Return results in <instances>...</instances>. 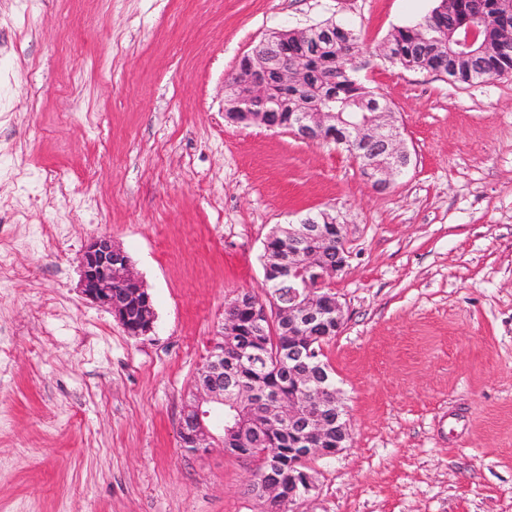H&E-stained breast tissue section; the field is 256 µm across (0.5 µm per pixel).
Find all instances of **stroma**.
<instances>
[{
  "label": "stroma",
  "mask_w": 512,
  "mask_h": 512,
  "mask_svg": "<svg viewBox=\"0 0 512 512\" xmlns=\"http://www.w3.org/2000/svg\"><path fill=\"white\" fill-rule=\"evenodd\" d=\"M436 0H0V512H266L247 458L181 448L224 306L264 294L272 228L328 210L351 256L324 348L350 442L298 512H512V74L455 85L380 55ZM361 34L411 168L229 122L264 37ZM130 256L154 330L78 292L87 241Z\"/></svg>",
  "instance_id": "1"
}]
</instances>
